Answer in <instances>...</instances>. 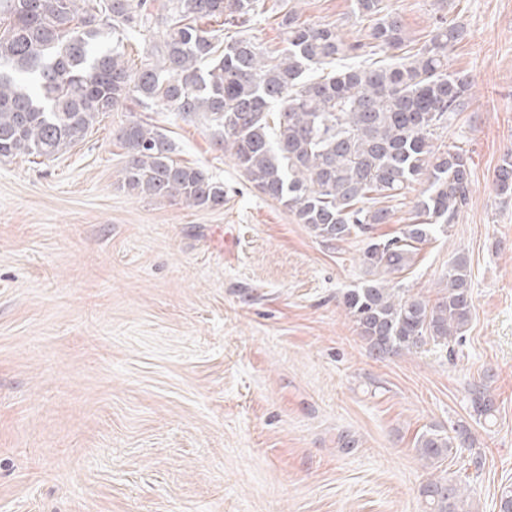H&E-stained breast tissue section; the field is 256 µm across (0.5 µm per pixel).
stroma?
<instances>
[{
  "label": "stroma",
  "mask_w": 512,
  "mask_h": 512,
  "mask_svg": "<svg viewBox=\"0 0 512 512\" xmlns=\"http://www.w3.org/2000/svg\"><path fill=\"white\" fill-rule=\"evenodd\" d=\"M408 50L463 24L448 69L475 96L436 129L463 150L472 195L450 234L419 244L395 287L435 299L459 255L472 319L455 355L372 357L340 303L379 278L359 255L399 236L428 184L369 235L326 243L259 195L206 114L134 103L100 115L56 159L0 160V512H424L428 429L464 425L442 475L474 512L512 489V0H385ZM245 32L274 57L278 16L364 40L352 0H260ZM141 119L174 159L224 185L195 207L129 192L112 131ZM495 404L476 419L472 388Z\"/></svg>",
  "instance_id": "35a3bbf8"
}]
</instances>
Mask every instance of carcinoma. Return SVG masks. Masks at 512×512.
<instances>
[{
    "label": "carcinoma",
    "mask_w": 512,
    "mask_h": 512,
    "mask_svg": "<svg viewBox=\"0 0 512 512\" xmlns=\"http://www.w3.org/2000/svg\"><path fill=\"white\" fill-rule=\"evenodd\" d=\"M176 2V12L160 21L162 38L133 71L119 36L151 28L148 0H0V158H55L84 140L99 115L135 99L185 118L213 116L217 143L252 188L325 241L385 223L389 210L380 200L426 177L429 187L417 204L421 221L396 239L370 240L359 256L386 276L410 266L415 244L456 222L472 192L468 159L455 146L434 147L431 136L472 97L468 77L448 72V51L462 40L463 26L438 22L421 48L395 64L332 69L312 80L308 73L365 46L403 49L399 16L383 0H353L356 16L371 22L364 45L289 10L281 19L285 47L270 60L241 32L224 37L221 47L217 30L205 27L221 17L245 26L254 0ZM116 137L126 149L122 176L129 191L198 207L224 203V185L175 161L171 142L149 124L132 120ZM495 189L512 196V154L496 170ZM343 307L373 356L427 345L452 353L473 308L467 260L459 256L448 266L446 287L432 302L384 277L348 290ZM470 402L478 417L493 415L494 403L481 389L471 390ZM468 447L462 425L450 433L431 428L416 441L430 466ZM421 495L425 512H471L460 480L435 476Z\"/></svg>",
    "instance_id": "1"
}]
</instances>
